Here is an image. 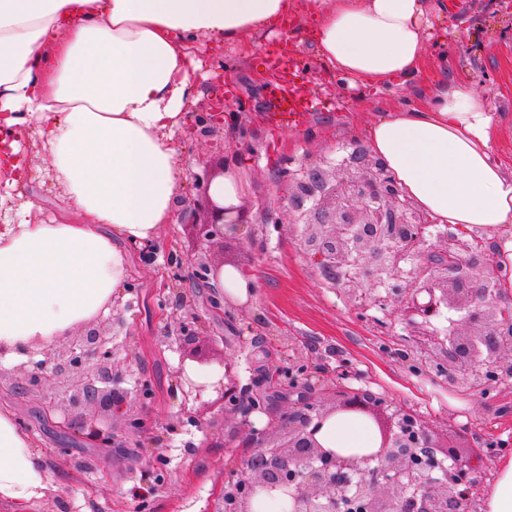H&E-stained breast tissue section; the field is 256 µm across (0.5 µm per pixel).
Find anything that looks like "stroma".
<instances>
[{
  "label": "stroma",
  "mask_w": 512,
  "mask_h": 512,
  "mask_svg": "<svg viewBox=\"0 0 512 512\" xmlns=\"http://www.w3.org/2000/svg\"><path fill=\"white\" fill-rule=\"evenodd\" d=\"M428 17L444 34L428 43L430 68L393 88H347L308 39L312 21L300 18L283 28L252 31L237 42H208V56L221 57L232 70L224 80L196 78L197 98L175 139L187 178L218 159L229 160L247 183L242 199L245 224L223 243L202 246L183 213L192 192L184 186L174 223L166 225L151 252L127 251V286L112 314L94 327L112 334L122 359L114 385L131 415L142 419L136 432L113 419L115 442L97 448L86 439L58 432L43 418V399H19L10 392L11 364L0 365V404L10 407L44 462L49 490L27 512H224V487L244 475L252 450L244 443L254 427L271 428L289 403L323 401L336 381L385 399L392 409L412 414L433 438L481 460V491L512 460V380L479 388L453 385L439 359L427 353L405 324L378 305L358 308L310 261L304 242L318 232L299 221L296 188L286 170L321 166L326 176L352 174L351 157L368 151L367 129L381 114L417 101L442 72L470 73L499 122L493 157L512 171V0H466L448 10V0H426ZM285 45L305 66L293 76L302 97L314 102L301 125L279 117L281 107L263 75L268 57ZM224 110L210 112L213 98ZM246 104L237 125L229 112ZM224 131V154L216 156L209 128ZM16 195L41 207L47 217L67 215L61 186L48 156L33 153L29 173ZM245 267L256 281L247 303L225 300L219 289L202 284L193 310L204 317L203 360L181 364L171 346L188 310L174 295L191 286L198 257ZM222 302L220 313L209 310ZM239 366L246 416L215 405L204 419L188 422L183 411L187 381L208 383L222 374V360ZM147 382L151 396L139 400L134 387ZM163 482H156V474ZM136 487L146 498L133 497Z\"/></svg>",
  "instance_id": "35a3bbf8"
}]
</instances>
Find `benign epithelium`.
Masks as SVG:
<instances>
[{
	"instance_id": "1",
	"label": "benign epithelium",
	"mask_w": 512,
	"mask_h": 512,
	"mask_svg": "<svg viewBox=\"0 0 512 512\" xmlns=\"http://www.w3.org/2000/svg\"><path fill=\"white\" fill-rule=\"evenodd\" d=\"M353 163L361 170L357 176L330 181L324 172L309 170L298 185V202L318 197L316 224L328 228L310 239L311 260L360 308L367 306L368 289L359 287L365 280L383 287L374 297L382 309L406 304L405 320L421 330L432 353L444 357L456 383L474 388L511 378L512 303L498 288L500 271L494 262L460 230L437 234L438 245L424 249L429 225L411 210L390 172L364 154L353 157ZM215 177L207 169L195 176L190 207V215L202 214L191 224L196 239L209 244L243 224L242 213L228 219L224 203L211 195ZM331 201L338 205L329 208ZM445 308L464 315L448 334L438 336L429 328ZM205 331L204 319L190 312L175 336L181 363L202 361ZM115 359L112 337L82 326L65 337L56 354L19 363L13 390L27 397L69 378L65 396L47 398L45 412L58 418L59 431L110 448L112 431L104 418H123L141 428L126 397L112 390ZM222 366V376L213 383L187 381L185 403L199 400L209 388L217 394L215 405L236 401L238 374L232 364L224 361ZM382 405L371 393L338 386L327 406L309 401L289 405L277 421L283 440L250 431L258 452L248 460V477L224 492L226 512H254L260 490L289 494L293 512H472L479 466L451 444L446 448L456 463L445 466L421 421L399 411L383 412ZM335 413L371 418L378 448L363 457H344L322 447L316 433Z\"/></svg>"
}]
</instances>
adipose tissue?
Wrapping results in <instances>:
<instances>
[{
	"instance_id": "obj_1",
	"label": "adipose tissue",
	"mask_w": 512,
	"mask_h": 512,
	"mask_svg": "<svg viewBox=\"0 0 512 512\" xmlns=\"http://www.w3.org/2000/svg\"><path fill=\"white\" fill-rule=\"evenodd\" d=\"M315 18L322 58L340 77L389 87L419 74L432 32L424 0H0V136L36 127L76 220L27 204L0 226V362L23 361L111 313L126 246L152 245L173 223L184 173L175 134L207 64L192 43L237 41L287 15ZM419 107L369 128L373 154L421 209L496 240L512 293V173L493 160L496 122L465 73L443 75ZM362 456L378 439L341 413L316 435ZM48 475L12 413L0 408V502L24 512Z\"/></svg>"
}]
</instances>
